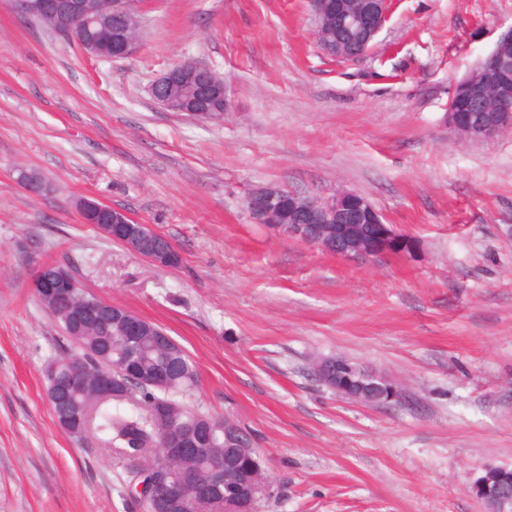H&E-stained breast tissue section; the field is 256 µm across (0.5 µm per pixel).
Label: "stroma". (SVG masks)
Here are the masks:
<instances>
[{"mask_svg":"<svg viewBox=\"0 0 512 512\" xmlns=\"http://www.w3.org/2000/svg\"><path fill=\"white\" fill-rule=\"evenodd\" d=\"M137 19L131 54L106 61L0 0V512H143L127 461L62 431L45 398L46 365L76 350L31 288L47 263L185 348V403L264 458L258 512H488L475 475L512 466V131L474 143L445 114L512 0H394L348 61L321 53L309 0H140ZM185 60L223 79V120L154 101ZM268 185L362 193L412 249L354 261L279 236L246 207ZM84 198L179 264L83 223ZM336 355L401 397L336 396L312 369ZM79 210L85 223L95 224L102 234L156 266L167 267L166 258L176 251L172 244L170 249L158 248L154 244L158 235L150 226L138 224L121 209L84 199L79 203Z\"/></svg>","mask_w":512,"mask_h":512,"instance_id":"obj_1","label":"stroma"}]
</instances>
